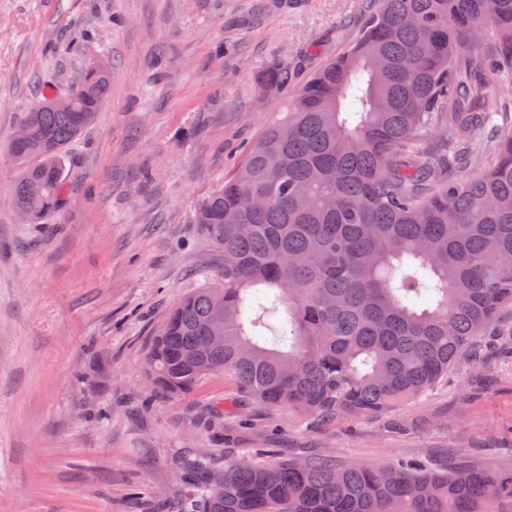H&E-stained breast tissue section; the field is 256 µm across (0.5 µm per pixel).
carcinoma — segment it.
I'll use <instances>...</instances> for the list:
<instances>
[{
    "label": "carcinoma",
    "mask_w": 512,
    "mask_h": 512,
    "mask_svg": "<svg viewBox=\"0 0 512 512\" xmlns=\"http://www.w3.org/2000/svg\"><path fill=\"white\" fill-rule=\"evenodd\" d=\"M374 2L354 43L196 205L223 273L160 325L154 387L182 394L222 375L236 399L327 425L386 416L447 378L512 303V128L476 150L500 92L471 86L477 64L512 67V0ZM292 78L276 60L260 87ZM73 87L69 110L43 96L7 145L31 224L58 214L67 150L107 98L110 66L90 64ZM433 136L447 155L429 151ZM179 480L175 512H512V468L269 463L245 448L222 471L197 453Z\"/></svg>",
    "instance_id": "obj_1"
}]
</instances>
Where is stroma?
Segmentation results:
<instances>
[{
  "mask_svg": "<svg viewBox=\"0 0 512 512\" xmlns=\"http://www.w3.org/2000/svg\"><path fill=\"white\" fill-rule=\"evenodd\" d=\"M365 0H0V512H150L190 451L229 463L315 456L388 466L512 467V303L432 392L393 412L315 426L224 409V379L166 396L146 379L169 310L224 257L191 221L292 88L356 39ZM112 61V87L71 150L53 224L21 222L3 148L36 99ZM293 71L286 60H276L266 65L260 75V87L266 94L278 92L292 81Z\"/></svg>",
  "mask_w": 512,
  "mask_h": 512,
  "instance_id": "35a3bbf8",
  "label": "stroma"
}]
</instances>
